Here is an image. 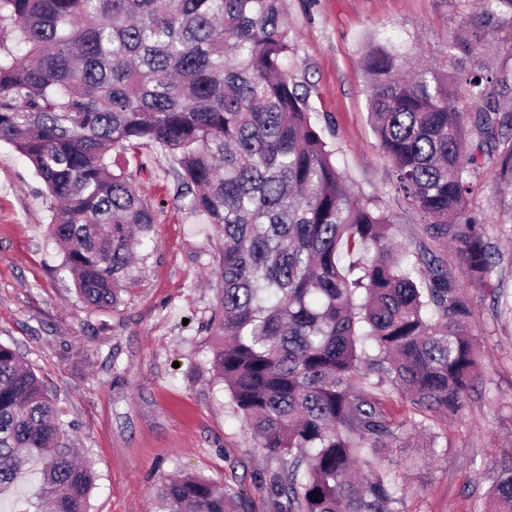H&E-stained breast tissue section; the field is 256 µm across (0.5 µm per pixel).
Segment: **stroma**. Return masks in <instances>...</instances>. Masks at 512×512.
Returning a JSON list of instances; mask_svg holds the SVG:
<instances>
[{"instance_id": "obj_1", "label": "stroma", "mask_w": 512, "mask_h": 512, "mask_svg": "<svg viewBox=\"0 0 512 512\" xmlns=\"http://www.w3.org/2000/svg\"><path fill=\"white\" fill-rule=\"evenodd\" d=\"M291 72L310 90L312 119L355 193L373 197L395 226L397 245L416 247L425 219L396 193L391 164L367 116L365 46L401 45L432 63L438 49L477 19L475 0H288ZM486 58L507 86L498 100L512 113V18L490 29ZM138 170L136 184L155 211L156 248L137 282L112 308L86 305L48 241L52 201L30 162L0 143V342L16 346L74 422L92 464L91 512H154L153 493L170 475L221 480L244 495L245 512H275L269 479L281 467L233 413L211 369L209 282L214 243L178 198L168 157L147 145L116 157ZM471 208L495 248L494 301L471 288L451 244L437 247L471 297L470 332L481 372L453 416L417 412L392 386L384 397L401 419L417 421L390 454L405 512H489L496 463L512 458V187L493 161L476 173Z\"/></svg>"}]
</instances>
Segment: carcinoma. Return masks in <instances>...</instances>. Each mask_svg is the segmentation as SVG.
Returning <instances> with one entry per match:
<instances>
[{
	"label": "carcinoma",
	"mask_w": 512,
	"mask_h": 512,
	"mask_svg": "<svg viewBox=\"0 0 512 512\" xmlns=\"http://www.w3.org/2000/svg\"><path fill=\"white\" fill-rule=\"evenodd\" d=\"M482 27L457 33L435 64L367 46L369 114L396 192L447 240L471 287L497 299L494 252L468 209L478 158L512 184L509 116L494 101L486 30L512 0H476ZM284 0H0V143L32 164L53 199L49 236L94 307L134 284V250L153 230L136 173L112 152L148 144L170 157L179 198L216 232L212 369L277 473L276 512H403L386 451L406 421L388 382L452 416L480 374L473 304L421 244L410 261L370 197L355 196L289 74ZM429 273L416 277V264ZM74 427L19 352L0 344V500L13 512H90L96 475ZM33 473L28 497L15 489ZM512 512V463L492 487ZM158 512H229L224 485L161 483Z\"/></svg>",
	"instance_id": "cac0c4a2"
}]
</instances>
